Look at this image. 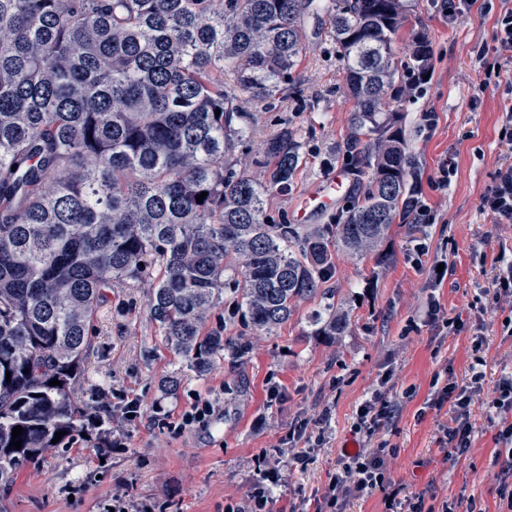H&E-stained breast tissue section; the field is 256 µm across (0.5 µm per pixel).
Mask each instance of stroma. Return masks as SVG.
<instances>
[{
    "label": "stroma",
    "mask_w": 512,
    "mask_h": 512,
    "mask_svg": "<svg viewBox=\"0 0 512 512\" xmlns=\"http://www.w3.org/2000/svg\"><path fill=\"white\" fill-rule=\"evenodd\" d=\"M411 30L423 33L433 50V69L419 89L403 94L400 125L412 149V170L421 198L435 208V223L407 233L394 228L373 252L339 255L330 285L334 303L347 313V334L316 335V315L325 298L297 302L273 335L247 339L238 366L217 359L204 375L188 370L164 343L148 309L144 285L105 291L93 319L92 348L82 367L74 398L83 415L100 403L114 407L106 434L90 432L65 451H49L34 469L21 470L8 490H0V512H110L112 493L126 488L132 502L150 503L154 512H224L255 479L254 459L301 422L325 419L327 442L308 465L293 470L288 487L274 490L273 512H290L294 498L314 500L340 469L341 450L366 444L357 432L356 411L363 399L390 376L401 408L375 435L395 454L389 467L407 492H421L439 512L442 501L459 512L476 504L499 512V422L490 421L486 402L502 377L512 374V302L485 307L484 289L495 287L502 259L512 260V224H498L481 208V196L499 167L512 164V142L502 140L499 116L512 102V74L484 87L480 52L494 48V17L473 9L449 22L433 0H415ZM305 50L297 68L295 93L271 104H252L253 137L236 150L238 172L259 176L253 163L261 140L289 124L303 144L305 159L292 187L270 198V211L291 220L302 195L336 172L335 153L350 130L351 104L345 94L343 63L328 33L305 22ZM438 113L435 129L422 122ZM455 173L447 192L430 189L442 162ZM445 264L443 280L433 268ZM444 319H460L459 332L422 324L429 301ZM483 333L485 377L471 409V448L444 460L440 426L450 407L425 409L435 373L458 384L470 376L474 329ZM181 376L176 395L165 394L163 380ZM413 397H404L406 388ZM139 398L144 414L126 420L117 408L123 396ZM216 404L214 415L185 431L176 426L197 399ZM122 447L109 448L113 438Z\"/></svg>",
    "instance_id": "35a3bbf8"
}]
</instances>
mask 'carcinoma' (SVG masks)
Returning a JSON list of instances; mask_svg holds the SVG:
<instances>
[{
    "label": "carcinoma",
    "instance_id": "1",
    "mask_svg": "<svg viewBox=\"0 0 512 512\" xmlns=\"http://www.w3.org/2000/svg\"><path fill=\"white\" fill-rule=\"evenodd\" d=\"M306 17L329 25L353 105L336 161L357 189L334 224L268 213L304 159L292 128L262 141L261 178L233 159L253 125L241 93L268 101L293 85ZM406 21L407 0H0L1 488L84 432L72 385L104 289L157 267L149 315L202 376L245 355L203 332L224 290L244 330L271 335L298 301L334 295L339 253L415 225L403 91L390 90L429 74L432 52L415 35L395 62ZM317 323L320 336L348 328L332 304Z\"/></svg>",
    "mask_w": 512,
    "mask_h": 512
}]
</instances>
